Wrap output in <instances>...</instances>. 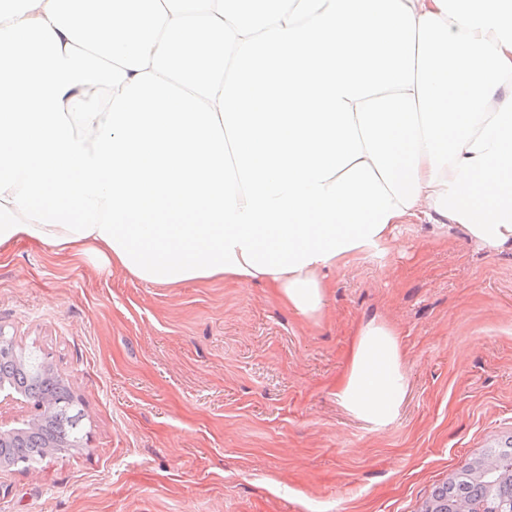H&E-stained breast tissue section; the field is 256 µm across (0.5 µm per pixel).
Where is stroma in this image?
Masks as SVG:
<instances>
[{
    "label": "stroma",
    "mask_w": 512,
    "mask_h": 512,
    "mask_svg": "<svg viewBox=\"0 0 512 512\" xmlns=\"http://www.w3.org/2000/svg\"><path fill=\"white\" fill-rule=\"evenodd\" d=\"M306 319L271 289L176 288L29 243L0 327L83 410L82 448L0 474V512H421L512 437V247L403 224L330 273ZM397 328L409 393L374 430L336 400L360 325Z\"/></svg>",
    "instance_id": "1"
}]
</instances>
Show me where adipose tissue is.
Listing matches in <instances>:
<instances>
[{
    "label": "adipose tissue",
    "instance_id": "obj_1",
    "mask_svg": "<svg viewBox=\"0 0 512 512\" xmlns=\"http://www.w3.org/2000/svg\"><path fill=\"white\" fill-rule=\"evenodd\" d=\"M21 0L0 11V251L154 285L273 289L400 224L512 246V0ZM397 329L362 323L336 399L382 429Z\"/></svg>",
    "mask_w": 512,
    "mask_h": 512
}]
</instances>
